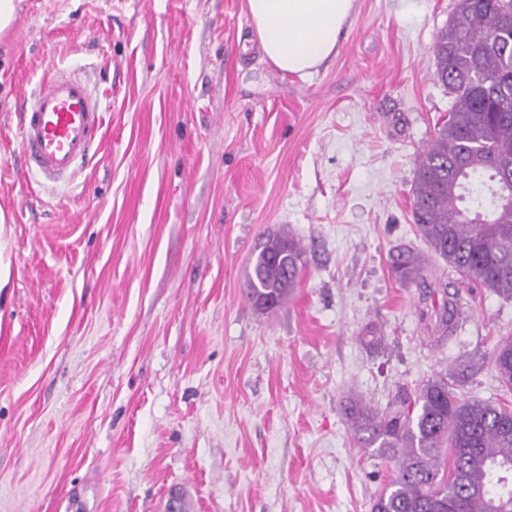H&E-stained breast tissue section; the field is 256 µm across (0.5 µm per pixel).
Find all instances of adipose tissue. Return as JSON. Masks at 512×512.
I'll list each match as a JSON object with an SVG mask.
<instances>
[{"label": "adipose tissue", "mask_w": 512, "mask_h": 512, "mask_svg": "<svg viewBox=\"0 0 512 512\" xmlns=\"http://www.w3.org/2000/svg\"><path fill=\"white\" fill-rule=\"evenodd\" d=\"M357 0H246L252 43L277 70L305 77L335 55Z\"/></svg>", "instance_id": "obj_1"}]
</instances>
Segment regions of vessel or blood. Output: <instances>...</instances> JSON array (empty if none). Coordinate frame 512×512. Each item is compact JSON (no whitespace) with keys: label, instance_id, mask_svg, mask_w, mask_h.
Segmentation results:
<instances>
[{"label":"vessel or blood","instance_id":"1","mask_svg":"<svg viewBox=\"0 0 512 512\" xmlns=\"http://www.w3.org/2000/svg\"><path fill=\"white\" fill-rule=\"evenodd\" d=\"M102 112V105L89 93L88 81L45 78L19 129L30 167L49 178L69 173L77 161L87 158L102 126Z\"/></svg>","mask_w":512,"mask_h":512}]
</instances>
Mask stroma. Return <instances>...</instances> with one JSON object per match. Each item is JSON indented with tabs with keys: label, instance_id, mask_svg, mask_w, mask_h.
I'll use <instances>...</instances> for the list:
<instances>
[{
	"label": "stroma",
	"instance_id": "stroma-1",
	"mask_svg": "<svg viewBox=\"0 0 512 512\" xmlns=\"http://www.w3.org/2000/svg\"><path fill=\"white\" fill-rule=\"evenodd\" d=\"M459 0H357L299 77L243 42L246 0H21L0 39V512H370L393 462L344 410L464 359L459 391L512 405L490 361L512 300L428 255L419 155L452 98L437 34ZM107 110L71 178L28 172L22 108L49 72ZM307 266L273 313L246 297L266 235ZM458 282L456 328L428 313ZM373 324L380 341L360 340ZM425 257L413 253H401L392 262L394 276L403 284L409 285L424 282V273L427 270Z\"/></svg>",
	"mask_w": 512,
	"mask_h": 512
}]
</instances>
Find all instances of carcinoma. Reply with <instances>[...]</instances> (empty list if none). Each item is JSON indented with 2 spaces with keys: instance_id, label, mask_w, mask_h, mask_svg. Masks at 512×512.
Masks as SVG:
<instances>
[{
  "instance_id": "1",
  "label": "carcinoma",
  "mask_w": 512,
  "mask_h": 512,
  "mask_svg": "<svg viewBox=\"0 0 512 512\" xmlns=\"http://www.w3.org/2000/svg\"><path fill=\"white\" fill-rule=\"evenodd\" d=\"M436 76L453 97L448 120L418 158L413 221L431 255L464 280L512 299V198L500 179L512 177V0H460L434 45ZM247 299L277 309L299 284L305 249L288 233L272 235L252 254ZM425 257L401 253L394 276L424 280ZM452 289L432 323L436 339L454 330L460 290ZM501 382L512 387V337L492 347ZM345 418L366 446L393 453L396 474L371 512H512V482L494 468H512V406L471 401L446 374L415 395L402 392L379 410L356 401Z\"/></svg>"
}]
</instances>
